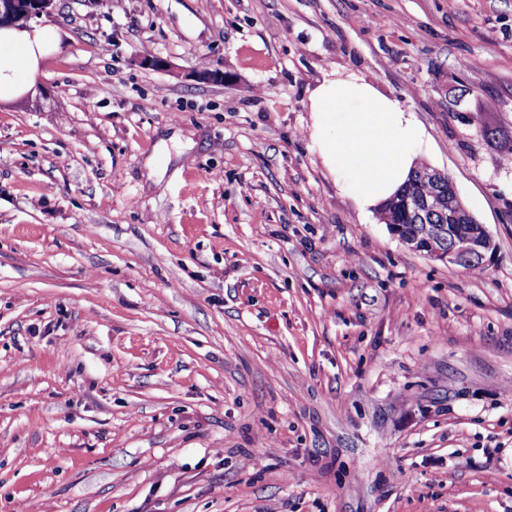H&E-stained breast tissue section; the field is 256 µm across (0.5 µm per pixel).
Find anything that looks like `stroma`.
<instances>
[{
  "label": "stroma",
  "instance_id": "stroma-1",
  "mask_svg": "<svg viewBox=\"0 0 512 512\" xmlns=\"http://www.w3.org/2000/svg\"><path fill=\"white\" fill-rule=\"evenodd\" d=\"M48 20L0 106V512H512V0ZM350 74L413 112L480 275L324 165L309 96Z\"/></svg>",
  "mask_w": 512,
  "mask_h": 512
}]
</instances>
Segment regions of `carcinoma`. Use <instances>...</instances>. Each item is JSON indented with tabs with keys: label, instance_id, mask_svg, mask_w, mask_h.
Masks as SVG:
<instances>
[{
	"label": "carcinoma",
	"instance_id": "obj_1",
	"mask_svg": "<svg viewBox=\"0 0 512 512\" xmlns=\"http://www.w3.org/2000/svg\"><path fill=\"white\" fill-rule=\"evenodd\" d=\"M428 170L429 166L421 163L412 171L405 187L380 212V220L385 224L400 225L408 238L425 231L433 236V241L438 247L443 248L448 246V218L420 214L412 207V202L416 198L448 188L446 183L441 186L428 184Z\"/></svg>",
	"mask_w": 512,
	"mask_h": 512
}]
</instances>
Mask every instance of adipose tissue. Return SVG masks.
Masks as SVG:
<instances>
[{
  "instance_id": "obj_1",
  "label": "adipose tissue",
  "mask_w": 512,
  "mask_h": 512,
  "mask_svg": "<svg viewBox=\"0 0 512 512\" xmlns=\"http://www.w3.org/2000/svg\"><path fill=\"white\" fill-rule=\"evenodd\" d=\"M59 27L27 23L0 30V102L32 93ZM314 143L363 211H378L415 169L423 130L403 103L357 76L323 80L311 93Z\"/></svg>"
}]
</instances>
